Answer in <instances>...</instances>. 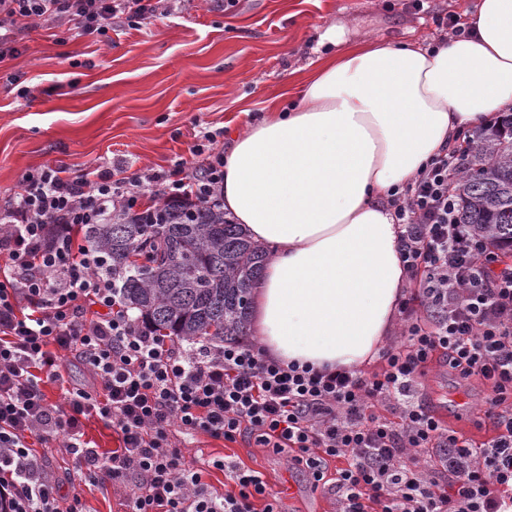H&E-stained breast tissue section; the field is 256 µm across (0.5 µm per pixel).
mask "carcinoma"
<instances>
[{
    "instance_id": "obj_1",
    "label": "carcinoma",
    "mask_w": 512,
    "mask_h": 512,
    "mask_svg": "<svg viewBox=\"0 0 512 512\" xmlns=\"http://www.w3.org/2000/svg\"><path fill=\"white\" fill-rule=\"evenodd\" d=\"M466 154L459 223L511 256L512 114L468 140ZM78 230L112 270L124 307L156 335L221 343L248 335L266 252L223 205L161 199L140 212L111 208Z\"/></svg>"
}]
</instances>
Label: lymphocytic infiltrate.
<instances>
[{
  "label": "lymphocytic infiltrate",
  "mask_w": 512,
  "mask_h": 512,
  "mask_svg": "<svg viewBox=\"0 0 512 512\" xmlns=\"http://www.w3.org/2000/svg\"><path fill=\"white\" fill-rule=\"evenodd\" d=\"M173 0H0V61L18 54L35 20L71 23L103 36L121 19L135 26L168 14ZM223 129L204 132L193 153L202 168L128 173L124 164L72 172H27L0 219V486L15 512L60 510L56 488L39 473L29 439L64 435L89 475L120 481L136 474L130 512H276L279 498L258 474L219 460L238 491L218 496L172 445L173 428L236 442L244 435L284 453L313 483L327 482L338 512H512V266L457 221L455 177L465 153L433 158L388 201L402 224L399 254L407 286L399 303L405 339L371 372L287 364L258 346L190 349L139 325L123 307L111 273L73 229L96 223L112 204L136 207L144 187L168 199L211 200L224 182ZM77 352L103 391L82 388L49 403L42 377L59 376L58 351ZM441 361L460 380L489 383L488 442L472 446L419 399L426 367ZM385 406L387 416L374 412ZM95 411L120 441L100 456L82 439L80 417ZM444 449L438 464L422 462ZM336 460L326 479L327 460Z\"/></svg>",
  "instance_id": "lymphocytic-infiltrate-1"
}]
</instances>
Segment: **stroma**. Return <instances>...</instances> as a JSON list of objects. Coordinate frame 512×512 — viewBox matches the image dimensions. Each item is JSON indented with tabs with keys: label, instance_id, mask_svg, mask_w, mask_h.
Returning <instances> with one entry per match:
<instances>
[{
	"label": "stroma",
	"instance_id": "35a3bbf8",
	"mask_svg": "<svg viewBox=\"0 0 512 512\" xmlns=\"http://www.w3.org/2000/svg\"><path fill=\"white\" fill-rule=\"evenodd\" d=\"M479 0H238L229 11L216 0H179L167 16L140 27L119 23L107 35L85 36L74 25L51 29L32 22L16 57L0 62V208L19 191L25 173L43 166L71 171L111 166L129 172L195 165L192 149L210 128L243 130L274 99L290 105L285 90L299 92L310 77L324 29L339 26L349 40L378 38L396 45L418 37L436 44L454 36L438 26L452 14L466 20ZM61 379L41 384L50 403L67 389L100 387L80 357L60 355ZM422 399L452 426L461 416L453 399L468 404L470 438L489 431L481 419L489 386L461 381L433 366ZM170 440L190 467L203 471L212 491L234 484L216 469L225 458L259 472L280 498L281 512H336L335 496L289 469L285 455L245 438L228 443L202 432L173 429ZM39 472L56 486L60 508L79 499L82 512H129L133 484L91 479L81 471L61 436L34 446ZM293 481L297 498L285 483Z\"/></svg>",
	"mask_w": 512,
	"mask_h": 512
}]
</instances>
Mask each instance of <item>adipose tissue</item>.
<instances>
[{
    "instance_id": "obj_1",
    "label": "adipose tissue",
    "mask_w": 512,
    "mask_h": 512,
    "mask_svg": "<svg viewBox=\"0 0 512 512\" xmlns=\"http://www.w3.org/2000/svg\"><path fill=\"white\" fill-rule=\"evenodd\" d=\"M319 45L300 102L232 135L221 201L271 251L253 298L261 346L357 369L393 330L405 282L385 198L458 132L512 112V0H480L432 50L347 45L335 26Z\"/></svg>"
}]
</instances>
